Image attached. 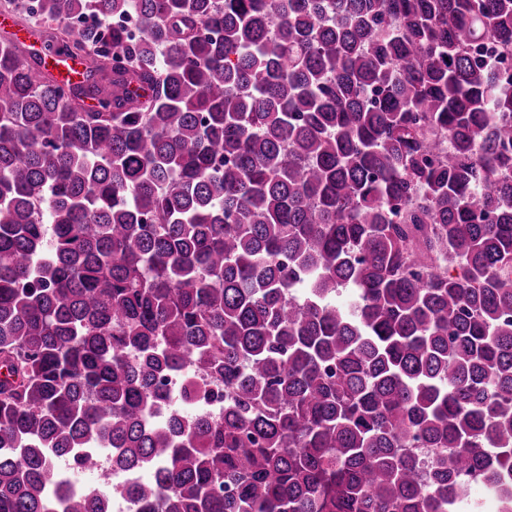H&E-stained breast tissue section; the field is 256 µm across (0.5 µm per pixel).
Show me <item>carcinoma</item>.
I'll list each match as a JSON object with an SVG mask.
<instances>
[{
	"instance_id": "cac0c4a2",
	"label": "carcinoma",
	"mask_w": 512,
	"mask_h": 512,
	"mask_svg": "<svg viewBox=\"0 0 512 512\" xmlns=\"http://www.w3.org/2000/svg\"><path fill=\"white\" fill-rule=\"evenodd\" d=\"M3 11L0 512H512V0ZM41 57L43 58V67L47 70H56L58 76L73 79L75 82L82 80L85 73V66L83 64H75L56 53L44 52L41 54ZM100 466L97 468L95 476L91 479L89 486L79 485V488H93L107 493L112 498L113 512H136L140 508L132 505L131 501L121 492L122 485L125 483L124 475L113 467L110 455L105 452L99 453Z\"/></svg>"
}]
</instances>
